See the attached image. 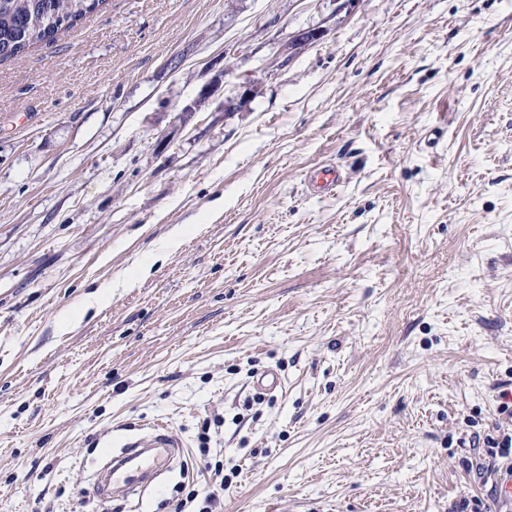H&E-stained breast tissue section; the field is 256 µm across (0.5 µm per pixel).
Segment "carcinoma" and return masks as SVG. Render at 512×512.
<instances>
[{"instance_id":"obj_1","label":"carcinoma","mask_w":512,"mask_h":512,"mask_svg":"<svg viewBox=\"0 0 512 512\" xmlns=\"http://www.w3.org/2000/svg\"><path fill=\"white\" fill-rule=\"evenodd\" d=\"M105 0H0V62L22 58L39 43L94 13Z\"/></svg>"}]
</instances>
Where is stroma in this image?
<instances>
[{
	"instance_id": "35a3bbf8",
	"label": "stroma",
	"mask_w": 512,
	"mask_h": 512,
	"mask_svg": "<svg viewBox=\"0 0 512 512\" xmlns=\"http://www.w3.org/2000/svg\"><path fill=\"white\" fill-rule=\"evenodd\" d=\"M504 402L512 0H106L0 63V512H502ZM345 182V176L339 167L325 165L311 171L308 177V184L311 195L329 196L336 192V189ZM499 414L506 416L510 419L493 428V434H487L482 441L481 448H483L482 458L479 457V462L476 461V469H481L492 472L498 469H503L504 466H509V471L512 470V406L504 402L499 407ZM123 448H126V456L122 460L112 467L107 476L109 483L124 482L130 483L133 480L131 469L127 467L126 463L128 460H135V469L143 471L145 476L148 475L149 471L163 462L164 456L160 454L153 455L152 458H146L147 450L144 448H159L165 453L172 449L183 448L179 439L176 438L169 430L166 425L156 424L152 428V432L147 439L139 438L128 441Z\"/></svg>"
}]
</instances>
